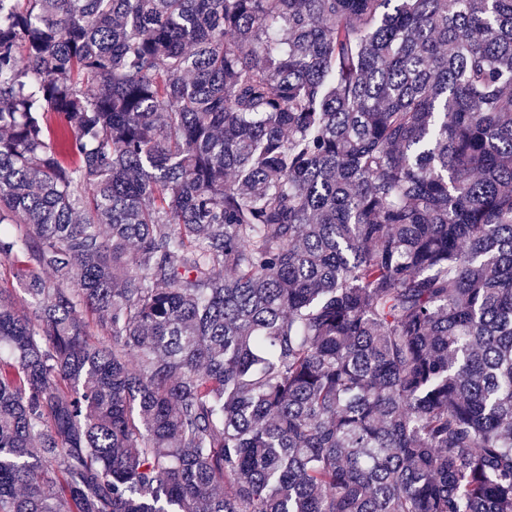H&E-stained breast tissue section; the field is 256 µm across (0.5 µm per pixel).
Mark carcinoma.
<instances>
[{
	"mask_svg": "<svg viewBox=\"0 0 512 512\" xmlns=\"http://www.w3.org/2000/svg\"><path fill=\"white\" fill-rule=\"evenodd\" d=\"M0 512H512V0H0Z\"/></svg>",
	"mask_w": 512,
	"mask_h": 512,
	"instance_id": "obj_1",
	"label": "carcinoma"
}]
</instances>
